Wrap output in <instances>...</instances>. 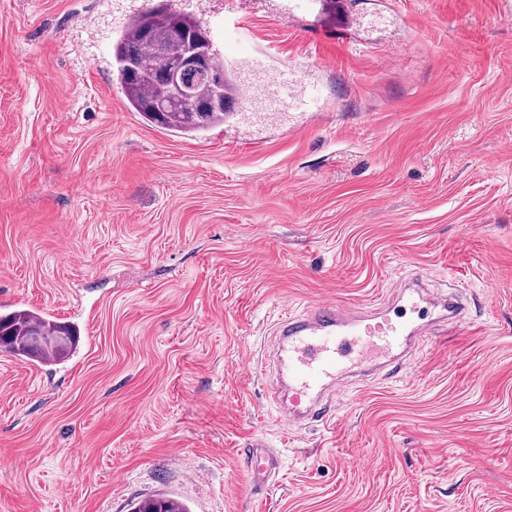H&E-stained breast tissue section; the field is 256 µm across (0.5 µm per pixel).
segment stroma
Segmentation results:
<instances>
[{"instance_id":"stroma-1","label":"stroma","mask_w":512,"mask_h":512,"mask_svg":"<svg viewBox=\"0 0 512 512\" xmlns=\"http://www.w3.org/2000/svg\"><path fill=\"white\" fill-rule=\"evenodd\" d=\"M347 3L350 44L270 4L228 53L320 112L191 137L127 110L112 0H0V313L80 332L57 364L0 352V512H512V13ZM420 271L470 325L284 426L275 324ZM252 438L280 460L259 498ZM133 512H190L188 506L174 497L159 495L144 500Z\"/></svg>"}]
</instances>
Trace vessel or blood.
<instances>
[{"instance_id": "b4317fda", "label": "vessel or blood", "mask_w": 512, "mask_h": 512, "mask_svg": "<svg viewBox=\"0 0 512 512\" xmlns=\"http://www.w3.org/2000/svg\"><path fill=\"white\" fill-rule=\"evenodd\" d=\"M289 13L302 15L310 35L324 33L319 19L326 0H287ZM290 69L272 73V92L238 84L232 107L237 112H278L291 97ZM429 329L413 325L402 316L390 317L362 304L348 307L332 301L309 306L304 314L283 318L275 329L276 360L274 393H287V426L303 421L328 423L335 392L357 377L383 369L384 359L406 356L413 343L426 339ZM244 467L256 476L255 492H263L265 477L277 467L276 458L261 440L240 450Z\"/></svg>"}]
</instances>
